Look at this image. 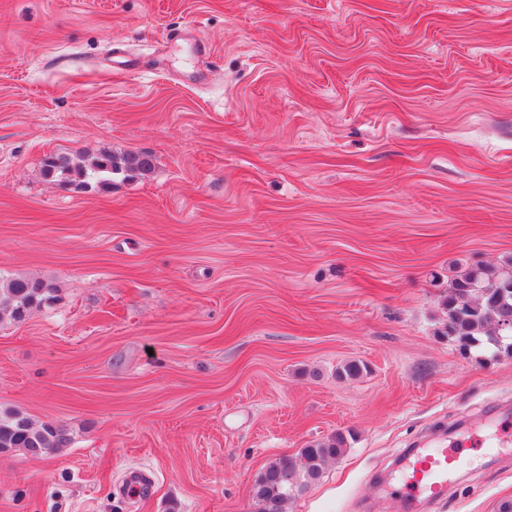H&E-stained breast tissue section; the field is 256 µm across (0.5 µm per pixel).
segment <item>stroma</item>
Wrapping results in <instances>:
<instances>
[{"mask_svg": "<svg viewBox=\"0 0 512 512\" xmlns=\"http://www.w3.org/2000/svg\"><path fill=\"white\" fill-rule=\"evenodd\" d=\"M103 152L154 167L43 175ZM478 264L512 266V0H0V274L54 290L0 323V408L71 438L0 454V512H255L338 432L286 512H499L512 358L442 333ZM462 442L408 504L410 450ZM152 167V157L138 152H127L121 156L104 153L89 164L74 162L69 156L50 155L43 162V173L47 178L58 179L64 183H69V177L73 175L83 178L82 183H88L89 180H100L121 171L143 174ZM347 445V435L338 432L306 445L300 452L299 461L283 455L270 462L252 487L257 512H284V505L318 481L327 462L342 456Z\"/></svg>", "mask_w": 512, "mask_h": 512, "instance_id": "1", "label": "stroma"}]
</instances>
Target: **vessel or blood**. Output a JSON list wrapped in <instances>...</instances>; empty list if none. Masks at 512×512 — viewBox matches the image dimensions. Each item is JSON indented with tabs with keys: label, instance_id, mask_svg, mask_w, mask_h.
Listing matches in <instances>:
<instances>
[{
	"label": "vessel or blood",
	"instance_id": "b4317fda",
	"mask_svg": "<svg viewBox=\"0 0 512 512\" xmlns=\"http://www.w3.org/2000/svg\"><path fill=\"white\" fill-rule=\"evenodd\" d=\"M462 459L458 448H423L408 460L403 481L413 500H429L442 495L448 476Z\"/></svg>",
	"mask_w": 512,
	"mask_h": 512
}]
</instances>
